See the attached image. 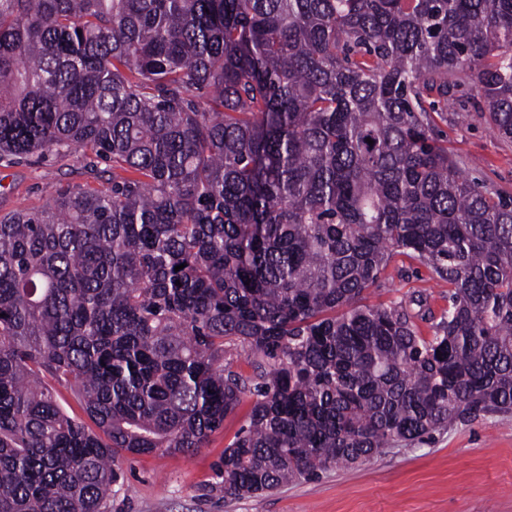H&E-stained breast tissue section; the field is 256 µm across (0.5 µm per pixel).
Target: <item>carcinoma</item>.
Instances as JSON below:
<instances>
[{"instance_id": "carcinoma-1", "label": "carcinoma", "mask_w": 512, "mask_h": 512, "mask_svg": "<svg viewBox=\"0 0 512 512\" xmlns=\"http://www.w3.org/2000/svg\"><path fill=\"white\" fill-rule=\"evenodd\" d=\"M458 93L512 139V0H0V160L112 161L0 215V512H108L117 456L246 398L211 493L511 414L512 198L435 135ZM396 254L440 316L362 303Z\"/></svg>"}]
</instances>
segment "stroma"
Masks as SVG:
<instances>
[{
    "label": "stroma",
    "mask_w": 512,
    "mask_h": 512,
    "mask_svg": "<svg viewBox=\"0 0 512 512\" xmlns=\"http://www.w3.org/2000/svg\"><path fill=\"white\" fill-rule=\"evenodd\" d=\"M477 108L476 101L460 99L435 131L451 154L473 165L475 177L512 197V139L497 136ZM109 167L80 152L38 162L2 160L0 215L43 209L52 186L103 188L100 173ZM419 292L432 312L447 309L429 269L399 255L382 273L380 287L365 291L364 302L387 304ZM248 411L241 406L195 452L122 459L123 489L112 498L110 512H512V415L461 423L425 443L387 448L368 462L263 495L206 494L214 462Z\"/></svg>",
    "instance_id": "35a3bbf8"
}]
</instances>
